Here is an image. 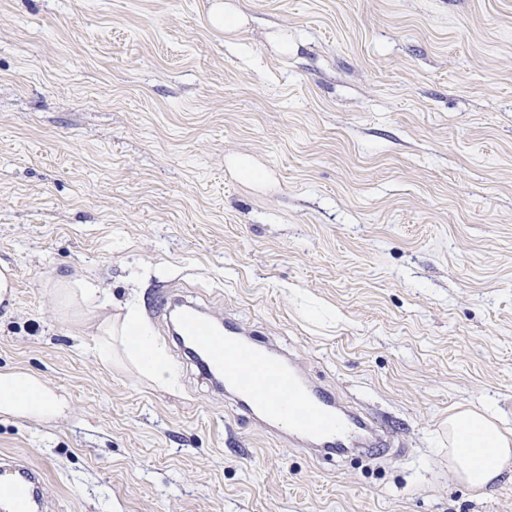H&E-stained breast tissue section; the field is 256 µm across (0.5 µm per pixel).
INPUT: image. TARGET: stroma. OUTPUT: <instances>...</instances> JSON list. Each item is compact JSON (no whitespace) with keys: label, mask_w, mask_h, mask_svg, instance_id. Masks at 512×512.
<instances>
[{"label":"stroma","mask_w":512,"mask_h":512,"mask_svg":"<svg viewBox=\"0 0 512 512\" xmlns=\"http://www.w3.org/2000/svg\"><path fill=\"white\" fill-rule=\"evenodd\" d=\"M3 264L0 369L69 403L0 415L48 512H512L511 471L475 495L435 445L461 403L512 428V0H0ZM60 278L138 307L176 386L104 364ZM168 286L387 421L394 458L239 419Z\"/></svg>","instance_id":"stroma-1"}]
</instances>
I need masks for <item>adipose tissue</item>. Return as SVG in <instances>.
Segmentation results:
<instances>
[{
    "label": "adipose tissue",
    "instance_id": "adipose-tissue-1",
    "mask_svg": "<svg viewBox=\"0 0 512 512\" xmlns=\"http://www.w3.org/2000/svg\"><path fill=\"white\" fill-rule=\"evenodd\" d=\"M53 291L69 315L84 319L101 308L100 290L85 280H57ZM98 353L104 363L113 355L132 362L157 383H170L173 369L165 350L141 312L128 308L121 322L104 319L96 326ZM66 399L51 392L41 378L25 368L0 371V414L49 421L65 414ZM448 466L457 480L475 494L512 466V430L501 427L493 413L462 404L448 413Z\"/></svg>",
    "mask_w": 512,
    "mask_h": 512
}]
</instances>
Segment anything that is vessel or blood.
I'll return each mask as SVG.
<instances>
[{
	"mask_svg": "<svg viewBox=\"0 0 512 512\" xmlns=\"http://www.w3.org/2000/svg\"><path fill=\"white\" fill-rule=\"evenodd\" d=\"M233 321L215 329L195 310L184 311L179 339L193 350L201 374L231 398L241 419L261 420L270 430L287 425L314 451L378 455L385 427L343 405L326 388L306 387L288 365L284 351L268 343H246ZM45 476L31 464L0 459V512H47Z\"/></svg>",
	"mask_w": 512,
	"mask_h": 512,
	"instance_id": "vessel-or-blood-1",
	"label": "vessel or blood"
}]
</instances>
